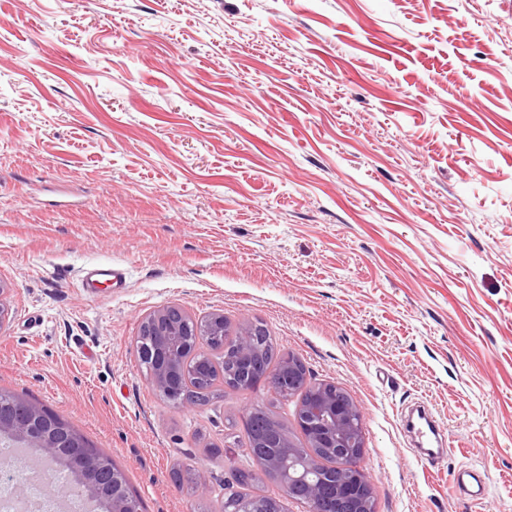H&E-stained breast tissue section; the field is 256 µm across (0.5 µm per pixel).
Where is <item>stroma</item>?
<instances>
[{"instance_id":"1","label":"stroma","mask_w":512,"mask_h":512,"mask_svg":"<svg viewBox=\"0 0 512 512\" xmlns=\"http://www.w3.org/2000/svg\"><path fill=\"white\" fill-rule=\"evenodd\" d=\"M0 283V389L144 512H219L272 399L166 403L135 338L169 306L350 394L375 512H512V0H0ZM121 276V271L112 264L92 266L82 271V288L89 294H95L103 284L112 287V281L118 282ZM256 337L259 340L257 345L259 354L255 359L261 360L260 370L256 374L259 377L265 370H269L272 366L277 367L280 360H276L275 358V354L278 353L276 340L266 328L262 336ZM408 426L417 434L420 439L419 450L425 456H436L443 453L444 448H434L432 443V436L436 437L434 426L431 419L426 413L418 414V422L415 423L413 419L408 421Z\"/></svg>"}]
</instances>
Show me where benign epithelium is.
<instances>
[{
  "label": "benign epithelium",
  "mask_w": 512,
  "mask_h": 512,
  "mask_svg": "<svg viewBox=\"0 0 512 512\" xmlns=\"http://www.w3.org/2000/svg\"><path fill=\"white\" fill-rule=\"evenodd\" d=\"M224 314L213 313L206 319V326L177 307H167L144 317L140 323L141 340L139 355L155 360L157 349L144 340L146 336H173L183 328L187 338L180 351L194 356L199 352L202 337L210 329L224 326ZM257 323H243L238 327L239 352L251 356L256 352L252 336ZM162 369L151 379L159 392L183 395L182 404L191 405L196 397L185 393L184 379L176 370L177 355L171 344L164 349ZM265 382L275 389L286 386L303 394L304 399L294 409L295 420L302 434L308 435L311 448H333L336 456L345 460L331 470L317 463L314 453L294 461L281 483V490L298 495L306 504L307 512H318L317 505L333 496L342 512H373L372 486L360 466L363 454V415L354 399L332 382L306 385V368L292 354L285 356V363L277 373H266ZM46 416L41 408L19 397L15 408L8 415H0V444L12 448H38L43 460L52 466L65 464L75 474L80 497L98 502L107 512H135L128 499L125 483L110 470L107 462L93 455L71 427L44 424ZM291 437L273 427L260 432L256 441L247 445L252 459L262 457L268 467L279 465V455L272 448H292Z\"/></svg>",
  "instance_id": "benign-epithelium-1"
}]
</instances>
